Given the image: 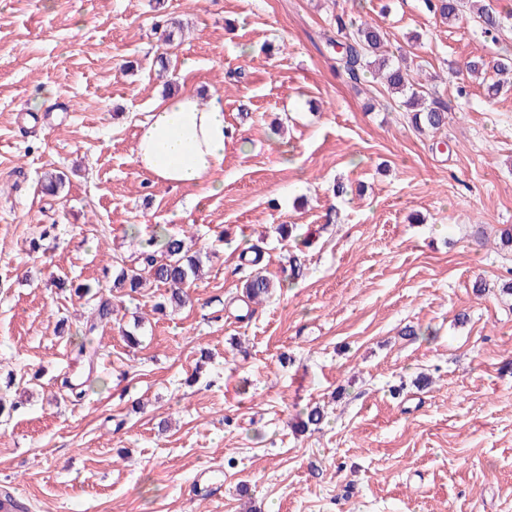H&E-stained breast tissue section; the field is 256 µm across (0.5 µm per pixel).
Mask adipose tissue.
<instances>
[{"label": "adipose tissue", "instance_id": "adipose-tissue-1", "mask_svg": "<svg viewBox=\"0 0 512 512\" xmlns=\"http://www.w3.org/2000/svg\"><path fill=\"white\" fill-rule=\"evenodd\" d=\"M228 136L219 100L203 105L184 94L157 105L141 128L134 160L155 181L193 186L223 165Z\"/></svg>", "mask_w": 512, "mask_h": 512}]
</instances>
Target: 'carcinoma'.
Here are the masks:
<instances>
[{
    "mask_svg": "<svg viewBox=\"0 0 512 512\" xmlns=\"http://www.w3.org/2000/svg\"><path fill=\"white\" fill-rule=\"evenodd\" d=\"M427 3L440 17L450 22L459 18L463 8L472 6L473 19L482 33L491 38L503 31L506 25L512 24V16L502 15L490 5L482 3V0H427ZM336 28L345 34L346 41L338 61L350 79L358 81L376 67L384 72L387 88L406 98L405 106L413 109L409 119L415 128L438 131L448 125L447 106L437 101L423 105L424 90L418 88L416 78L402 59L389 54L386 31L367 22L357 25L341 15L336 16ZM466 70L472 76H483V84L491 100L503 87L512 84V57L500 58L490 67L481 60H470L466 63ZM185 239L184 234L153 231L142 244L134 265L123 267L117 272L113 287L124 289L126 295L131 296L150 283L163 284L169 287V293L160 296L153 310L163 312L170 308L176 311L184 307L188 301L186 288L197 280L201 263V253L189 254ZM260 260L261 257L257 256L248 261L254 269L244 280L246 297L253 303L261 302L272 288L271 279L258 267ZM96 329L97 323L85 327L78 355L84 356L90 351H96Z\"/></svg>",
    "mask_w": 512,
    "mask_h": 512,
    "instance_id": "cac0c4a2",
    "label": "carcinoma"
}]
</instances>
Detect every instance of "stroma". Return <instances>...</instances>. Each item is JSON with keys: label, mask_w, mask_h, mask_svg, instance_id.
<instances>
[{"label": "stroma", "mask_w": 512, "mask_h": 512, "mask_svg": "<svg viewBox=\"0 0 512 512\" xmlns=\"http://www.w3.org/2000/svg\"><path fill=\"white\" fill-rule=\"evenodd\" d=\"M340 14L388 33L445 130L348 78ZM506 51L511 32L424 0H0V397L18 405L0 491L27 512H512V89L490 101L447 75ZM184 93L220 97L232 135L222 168L173 189L134 148ZM57 171L64 189L42 193ZM158 225L209 253L172 313L103 276ZM247 242L278 284L259 304ZM57 276L101 284L117 312L94 361L76 353L97 302ZM315 405L320 429L296 432Z\"/></svg>", "instance_id": "stroma-1"}]
</instances>
